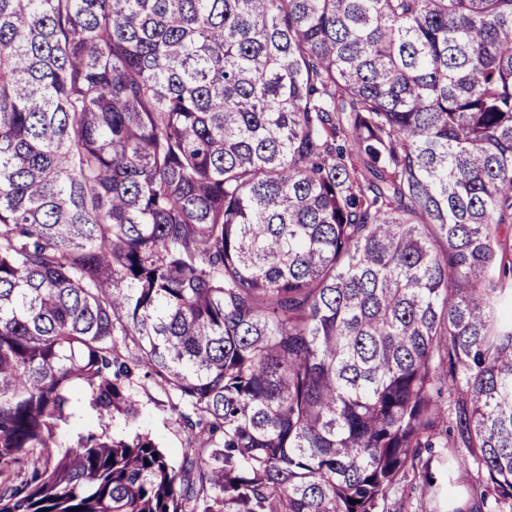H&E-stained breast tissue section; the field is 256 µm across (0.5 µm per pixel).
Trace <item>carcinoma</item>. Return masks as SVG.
Returning <instances> with one entry per match:
<instances>
[{
	"instance_id": "cac0c4a2",
	"label": "carcinoma",
	"mask_w": 512,
	"mask_h": 512,
	"mask_svg": "<svg viewBox=\"0 0 512 512\" xmlns=\"http://www.w3.org/2000/svg\"><path fill=\"white\" fill-rule=\"evenodd\" d=\"M511 229L512 0H0V512L512 510ZM135 399L138 401L140 415L133 424H125L116 420L110 424L109 432L122 435L129 432H148L160 448H165L171 461L180 465L185 454V448H190L186 432L175 420L168 400L164 394L155 390L145 382L142 388H137ZM85 429L100 430L95 414L86 406H81L72 419L70 426L67 427L64 433V440L70 444L76 439V434ZM436 455L432 461L431 468L436 483L432 488H427L425 493L420 491L407 493L401 498L400 492L393 495L388 503L390 512H451L455 509L452 503L460 504L468 501L473 512H487L481 506L479 498L475 495V488L478 485L477 472L473 471L471 477H462L448 489V469L446 459L450 458L452 448H435ZM441 454L444 461L441 460ZM473 504V506H470ZM400 506V508H399Z\"/></svg>"
}]
</instances>
